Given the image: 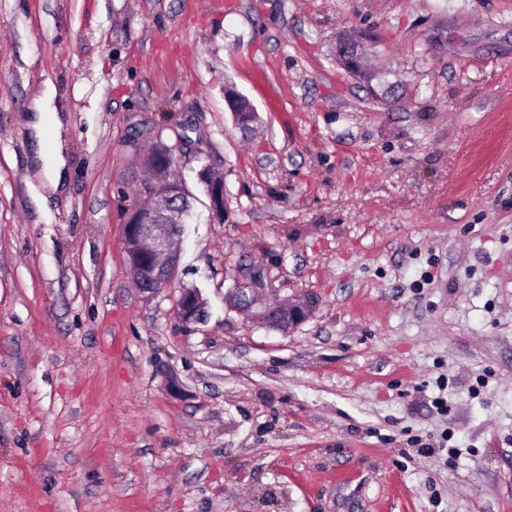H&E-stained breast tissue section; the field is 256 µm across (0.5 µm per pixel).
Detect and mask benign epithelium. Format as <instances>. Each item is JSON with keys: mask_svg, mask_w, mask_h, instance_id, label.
<instances>
[{"mask_svg": "<svg viewBox=\"0 0 512 512\" xmlns=\"http://www.w3.org/2000/svg\"><path fill=\"white\" fill-rule=\"evenodd\" d=\"M336 55L348 67L358 66L357 49L347 36L337 40ZM198 178L209 183V195L218 220H224V176L205 166ZM147 194H156L155 205L149 209L132 207L124 224L126 265L132 279L144 293L155 294L167 287L178 268L180 234L184 231L182 214L168 207L166 194L153 186L144 187ZM267 288L263 270L255 265L240 267L233 279V286L226 294L229 306L243 315H251L253 306ZM205 301L201 291L194 287L181 289L176 304V315L184 323L199 319ZM314 307L310 298H283V304L264 311L266 323L285 324L294 328L305 322Z\"/></svg>", "mask_w": 512, "mask_h": 512, "instance_id": "obj_1", "label": "benign epithelium"}]
</instances>
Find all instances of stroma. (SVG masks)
<instances>
[{
	"label": "stroma",
	"mask_w": 512,
	"mask_h": 512,
	"mask_svg": "<svg viewBox=\"0 0 512 512\" xmlns=\"http://www.w3.org/2000/svg\"><path fill=\"white\" fill-rule=\"evenodd\" d=\"M158 140L193 209L150 295L123 226ZM244 264L309 319L227 306ZM0 512H512V0H0ZM53 92L49 85L43 94L33 100L32 109L35 112L31 128L34 131L37 149L35 150L36 160L41 164V170L45 177L46 184L52 192L62 190L64 185V169L66 159L64 155V146L61 141L59 130L63 126L62 117L56 112V107H52ZM56 131L55 140L49 150L45 149L44 139L47 125ZM198 178L209 183V195L213 211L220 223L224 220V176L205 166L198 172ZM204 304L205 301L198 288H182L176 304V315L183 323L196 322ZM283 304L279 307L266 309L263 313L267 324L276 323V318H281L279 325L287 324L288 329L294 328L305 322L314 307V301L311 298L294 299L285 297Z\"/></svg>",
	"instance_id": "1"
}]
</instances>
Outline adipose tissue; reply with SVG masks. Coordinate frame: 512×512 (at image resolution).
Wrapping results in <instances>:
<instances>
[{
  "label": "adipose tissue",
  "mask_w": 512,
  "mask_h": 512,
  "mask_svg": "<svg viewBox=\"0 0 512 512\" xmlns=\"http://www.w3.org/2000/svg\"><path fill=\"white\" fill-rule=\"evenodd\" d=\"M52 99L53 92L49 89L34 99L32 103L34 115L31 127L38 143L35 157L41 165L47 186L51 191L56 192L62 190L64 185L66 159L61 140H54L52 146L48 148L43 145L47 129L58 130L63 126L59 112L52 105Z\"/></svg>",
  "instance_id": "adipose-tissue-1"
}]
</instances>
